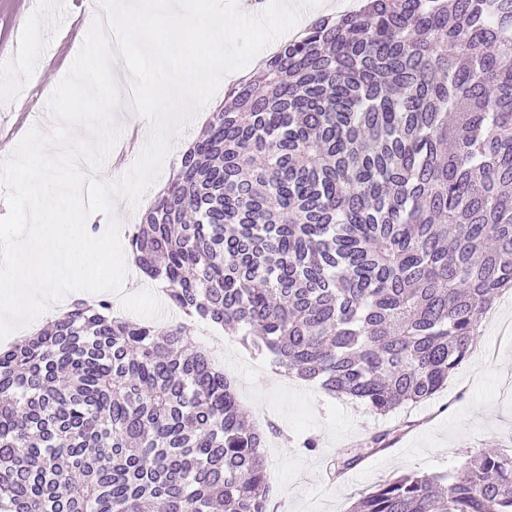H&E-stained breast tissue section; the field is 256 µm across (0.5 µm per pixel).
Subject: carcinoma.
Segmentation results:
<instances>
[{
    "label": "carcinoma",
    "mask_w": 512,
    "mask_h": 512,
    "mask_svg": "<svg viewBox=\"0 0 512 512\" xmlns=\"http://www.w3.org/2000/svg\"><path fill=\"white\" fill-rule=\"evenodd\" d=\"M182 320L78 299L0 351V512H270L266 431L194 324L385 415L512 288V0H362L231 87L130 238ZM351 512H512V454Z\"/></svg>",
    "instance_id": "obj_1"
}]
</instances>
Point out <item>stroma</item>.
Instances as JSON below:
<instances>
[{
  "mask_svg": "<svg viewBox=\"0 0 512 512\" xmlns=\"http://www.w3.org/2000/svg\"><path fill=\"white\" fill-rule=\"evenodd\" d=\"M84 14L57 26L42 0H0V161L31 129L50 131L48 86L58 84L80 51L74 36ZM118 142L103 163L112 178L128 171L148 141L138 115L125 113ZM197 338L235 380L249 421L278 428L263 450L272 484V512H350L361 495L406 472L458 469L478 451L512 454V292L498 296L482 318L471 356L431 399L380 416L345 396L327 394L276 374L271 357L247 351L223 329L200 324ZM387 432L371 448L370 434ZM317 442L305 452L306 438ZM360 460L340 470L338 449Z\"/></svg>",
  "mask_w": 512,
  "mask_h": 512,
  "instance_id": "35a3bbf8",
  "label": "stroma"
}]
</instances>
